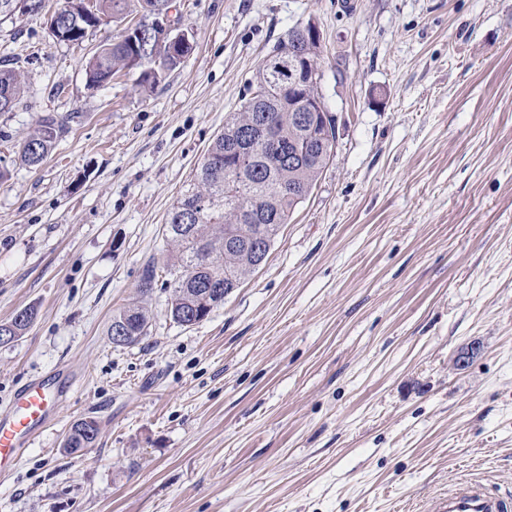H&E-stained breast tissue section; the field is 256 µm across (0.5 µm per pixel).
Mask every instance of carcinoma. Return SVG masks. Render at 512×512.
<instances>
[{"label":"carcinoma","instance_id":"obj_1","mask_svg":"<svg viewBox=\"0 0 512 512\" xmlns=\"http://www.w3.org/2000/svg\"><path fill=\"white\" fill-rule=\"evenodd\" d=\"M126 2L94 0L101 15L117 19L125 13ZM86 7V0H64L59 21L73 31H82L88 27ZM302 52L303 41L296 31H290L286 39L279 41L273 56L263 61L256 81H262L271 71L280 78L286 76L288 54L298 56ZM135 54V47L119 39L103 45L85 65L87 87L99 88L117 72L130 68ZM22 94L20 74L10 64H0V100L6 96L10 102L7 108L0 103V112L13 111L21 103ZM294 98L304 100L316 110L323 100L316 85L295 93ZM249 121L267 125L275 146L258 149L253 160L242 165L231 153L228 132ZM323 126L321 122L313 131L306 132L295 120V113L288 111V100L273 105L264 100V94L255 91L246 99L242 111L227 119L224 131L213 140L196 169L193 188L182 195L167 215L166 232L177 246L166 263L173 288L169 312L176 323L183 324V314L190 305L199 311L205 308L197 289L199 282L218 278L227 294L267 258L281 228L310 196L333 155L336 128L332 125L325 130ZM65 132L66 125L56 116H41L35 132L22 148L21 160L31 167L41 165ZM304 141L309 147L300 158L293 163L283 160L281 153ZM228 234L234 244L226 246L224 238ZM259 237L265 245L261 255L251 246ZM205 240L213 244V256L207 264L200 258V242ZM124 317L136 336L147 334L149 317L142 306L132 302L113 314L112 321ZM36 318L37 309L33 306L18 310L10 319L16 327L15 335H24ZM99 433L95 419L75 421L63 440L64 451L71 455L93 446Z\"/></svg>","mask_w":512,"mask_h":512}]
</instances>
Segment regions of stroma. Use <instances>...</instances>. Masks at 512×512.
<instances>
[{
	"label": "stroma",
	"instance_id": "stroma-1",
	"mask_svg": "<svg viewBox=\"0 0 512 512\" xmlns=\"http://www.w3.org/2000/svg\"><path fill=\"white\" fill-rule=\"evenodd\" d=\"M79 44L0 21L21 105L0 112V411L71 377L0 476V512H421L457 482L512 492V0H172L193 50L149 92ZM315 21L334 153L266 262L207 319L169 314L168 211L263 60ZM68 130L32 168L40 116ZM160 270L141 294L143 268ZM137 301L146 336L114 346ZM477 355L465 368L456 357ZM93 447L62 448L71 424ZM124 317H127L128 321L131 323L133 331L134 333H136V336H126V329L124 327H121L123 325L126 326V323H120V326H117L112 329V324L118 319H122ZM148 322L149 317L147 316V313L143 309V307L137 304L136 302H132L129 303L126 307L120 309L115 314H113L111 323L108 327V335L110 337L112 336L111 340L112 343L115 345H124L133 340V343H135L142 336H145L147 334ZM21 316H25L26 319L18 321L19 317ZM36 318L37 309L34 306H27L18 310L10 320L0 323L1 326L9 323L14 324L16 327V331L14 332L15 336H10L8 333V325L2 326L0 329V343L9 344L12 343L18 336H24ZM100 433L98 422L93 418H83L75 421L63 440V448L67 454H75L83 448L95 444Z\"/></svg>",
	"mask_w": 512,
	"mask_h": 512
}]
</instances>
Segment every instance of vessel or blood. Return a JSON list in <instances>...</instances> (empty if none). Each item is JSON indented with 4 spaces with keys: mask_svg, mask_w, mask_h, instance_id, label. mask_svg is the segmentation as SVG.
<instances>
[{
    "mask_svg": "<svg viewBox=\"0 0 512 512\" xmlns=\"http://www.w3.org/2000/svg\"><path fill=\"white\" fill-rule=\"evenodd\" d=\"M68 380L37 378L16 389L0 412V475L9 473L31 440L56 419ZM424 512H512V494L464 480L448 494L432 498Z\"/></svg>",
    "mask_w": 512,
    "mask_h": 512,
    "instance_id": "1",
    "label": "vessel or blood"
}]
</instances>
